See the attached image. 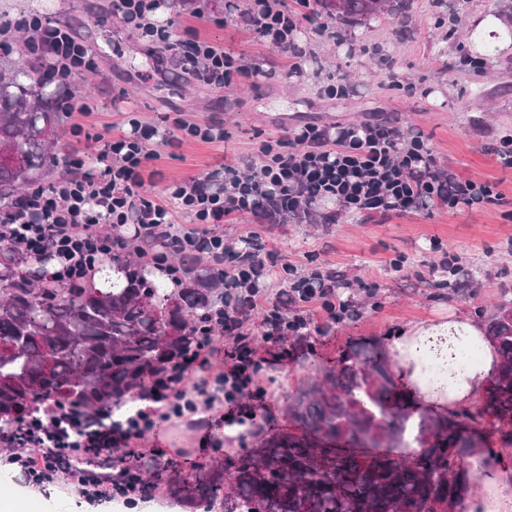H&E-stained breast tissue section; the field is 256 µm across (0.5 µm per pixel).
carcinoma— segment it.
I'll return each instance as SVG.
<instances>
[{
    "label": "carcinoma",
    "mask_w": 512,
    "mask_h": 512,
    "mask_svg": "<svg viewBox=\"0 0 512 512\" xmlns=\"http://www.w3.org/2000/svg\"><path fill=\"white\" fill-rule=\"evenodd\" d=\"M328 15L361 20L398 13L402 0H316ZM58 90L40 62L0 67V145L25 169L0 159V206L55 166ZM48 259L0 246V430L49 404L91 411L135 398L141 378L166 368L210 324L224 284L202 267L183 268L184 287L149 279L152 264L116 257L80 288H41ZM501 356L476 411L443 418L415 405L379 342L356 344L288 402L291 427L237 459L180 475L157 469L160 485L190 509L211 512H448L476 493L512 445V289L485 319ZM417 447L414 452L411 447Z\"/></svg>",
    "instance_id": "cac0c4a2"
}]
</instances>
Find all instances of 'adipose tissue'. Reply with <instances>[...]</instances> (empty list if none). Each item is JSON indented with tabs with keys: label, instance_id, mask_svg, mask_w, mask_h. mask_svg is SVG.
Wrapping results in <instances>:
<instances>
[{
	"label": "adipose tissue",
	"instance_id": "1",
	"mask_svg": "<svg viewBox=\"0 0 512 512\" xmlns=\"http://www.w3.org/2000/svg\"><path fill=\"white\" fill-rule=\"evenodd\" d=\"M451 333L475 346L479 359L468 371L457 375L452 389L440 392L422 383L420 365L431 348L437 347L439 338ZM386 349L400 382L409 388L419 406L438 416L473 406L500 368L497 348L485 336L482 326L465 316L453 315L444 321L408 327L393 337Z\"/></svg>",
	"mask_w": 512,
	"mask_h": 512
}]
</instances>
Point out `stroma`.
Returning <instances> with one entry per match:
<instances>
[{"label": "stroma", "instance_id": "1", "mask_svg": "<svg viewBox=\"0 0 512 512\" xmlns=\"http://www.w3.org/2000/svg\"><path fill=\"white\" fill-rule=\"evenodd\" d=\"M88 0H0V26L37 13L72 28L92 51L97 67L76 82L78 94L93 95L97 128L106 136L122 133L128 111L151 124L164 118L219 121L220 144L194 141L151 143L158 152L156 174L146 192L161 196L173 181L202 177L254 158L263 140L307 123L390 122L422 132L435 165L461 178L488 181L512 201V167L501 165L488 148L512 133V48L486 55L480 76L461 70L460 59L474 56L470 19L494 14L512 23V0H404L396 16L346 21L326 16L317 5L292 4L298 15L294 38L305 54L302 67L269 47L240 20L248 0H167L166 16L177 40L198 34L237 58L246 75L222 89L199 85L175 71H162L155 54L121 21L99 25ZM328 22L335 38L320 35ZM402 86L389 84L388 72ZM343 80L348 91L333 97L327 87ZM502 206L460 208L442 205L392 218L362 217L318 210L297 217L259 220L250 215L225 219L224 241L256 239L263 253L287 258L298 272L336 270L355 302L356 321L332 325L323 333L289 339V357L268 370L265 399L246 398L257 416L237 437L214 429L218 447L197 451L198 429L174 419L158 424L147 447L163 451L162 463H212L254 448L288 425L290 396L313 371L316 357L336 360L358 338L389 339L408 325L456 313L483 321V309L512 285V220ZM457 256L476 284L468 294L438 286L433 275L444 253ZM25 504L28 512H189L165 487L133 501L85 502L76 492L42 488L18 480L0 463V496Z\"/></svg>", "mask_w": 512, "mask_h": 512}]
</instances>
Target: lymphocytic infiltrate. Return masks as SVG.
<instances>
[{
    "mask_svg": "<svg viewBox=\"0 0 512 512\" xmlns=\"http://www.w3.org/2000/svg\"><path fill=\"white\" fill-rule=\"evenodd\" d=\"M161 0H112V15L147 43L161 46L171 66L206 86L230 85L241 69L233 56L213 43L193 37L173 39L172 21H159ZM246 23L275 49L301 59L293 33L295 15L282 0H251ZM13 29L30 33V54L40 57L45 73L62 90L64 112L92 117L96 100L75 92L74 82L95 69L94 57L70 32L40 17L15 20ZM73 135L97 145V162L63 158L59 175L49 186H36L0 210V245H17L32 256L53 260L52 284L78 287L103 261L115 256L128 240L167 274L179 276L184 260H199L223 279L227 303L213 317V332L165 371L142 379L137 393L154 403V410L123 424L88 425L80 407L48 408L43 416L21 420L0 430V447L9 449V464L41 482L77 485L87 498H134L141 491L144 471L158 465L162 452L144 447L156 421L195 413V395L206 407L217 398L237 403L261 389L264 365L287 359L284 338L300 331H317L328 323L352 317L355 305L336 291L338 277L328 270L298 275L289 263L248 255L237 269L224 264L227 246L222 226L226 217L249 214L265 218L311 211L335 204L339 210L384 218L428 209L435 204H498L502 196L487 181L440 173L420 134L390 123L369 122L329 129L306 124L286 135L263 141L258 161H246L249 173L225 170L223 177L205 175L170 183L165 197L144 192V175L154 155L147 149L157 137L156 125L129 115L118 136H105L76 125ZM187 224L177 223V215ZM109 232H102V225ZM287 281L286 294L268 297L274 281ZM262 311V334L250 323ZM89 454L91 470H74L69 457Z\"/></svg>",
    "mask_w": 512,
    "mask_h": 512,
    "instance_id": "1",
    "label": "lymphocytic infiltrate"
}]
</instances>
